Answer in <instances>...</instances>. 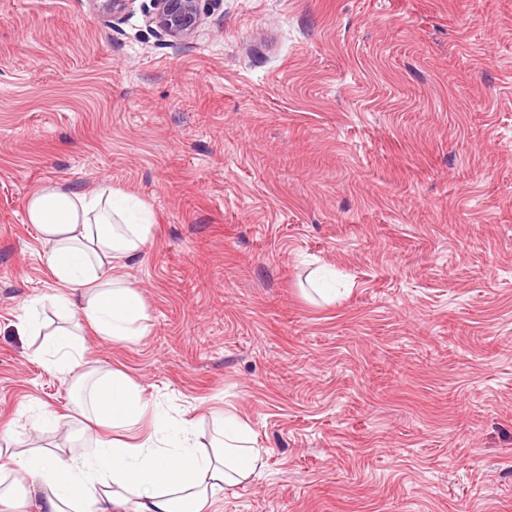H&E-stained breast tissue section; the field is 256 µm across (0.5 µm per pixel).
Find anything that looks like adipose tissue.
Here are the masks:
<instances>
[{
	"mask_svg": "<svg viewBox=\"0 0 512 512\" xmlns=\"http://www.w3.org/2000/svg\"><path fill=\"white\" fill-rule=\"evenodd\" d=\"M126 200L108 185L83 193L43 186L32 192L27 210L47 250L57 285L49 301L58 316L119 341L148 332L141 293L117 271L153 235L148 212L130 214ZM83 355L64 326L36 353L66 376ZM77 381L90 388L91 415L81 425L90 451L0 447V512H210L218 492L265 467L264 449L234 415L214 416V442L204 448L189 426L169 428L159 413L150 412L126 375L103 371ZM147 417L152 431L142 439L138 432Z\"/></svg>",
	"mask_w": 512,
	"mask_h": 512,
	"instance_id": "adipose-tissue-1",
	"label": "adipose tissue"
}]
</instances>
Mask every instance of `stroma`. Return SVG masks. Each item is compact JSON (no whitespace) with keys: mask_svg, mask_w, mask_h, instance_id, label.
I'll use <instances>...</instances> for the list:
<instances>
[{"mask_svg":"<svg viewBox=\"0 0 512 512\" xmlns=\"http://www.w3.org/2000/svg\"><path fill=\"white\" fill-rule=\"evenodd\" d=\"M148 2L0 0V429L78 426L27 205L109 185L155 218L149 332L77 326L82 364L203 445L249 423L216 512H512V0H202L176 43ZM41 304V300H34L30 302L24 309L23 315L18 320L17 329L28 336H34L39 334L42 329L44 322L40 316L38 306Z\"/></svg>","mask_w":512,"mask_h":512,"instance_id":"stroma-1","label":"stroma"}]
</instances>
